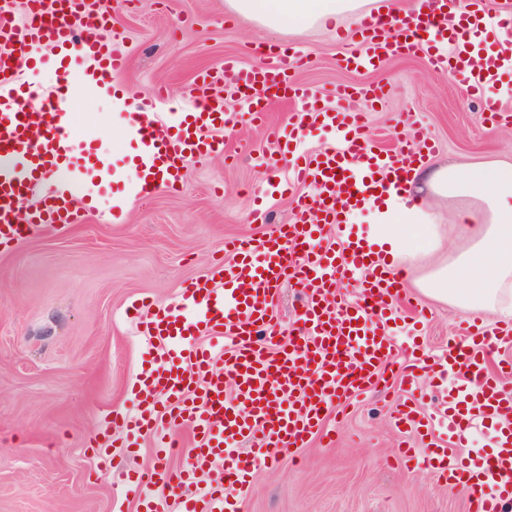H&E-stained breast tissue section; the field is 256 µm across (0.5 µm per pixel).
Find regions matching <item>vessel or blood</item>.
Wrapping results in <instances>:
<instances>
[{"instance_id": "obj_1", "label": "vessel or blood", "mask_w": 512, "mask_h": 512, "mask_svg": "<svg viewBox=\"0 0 512 512\" xmlns=\"http://www.w3.org/2000/svg\"><path fill=\"white\" fill-rule=\"evenodd\" d=\"M417 9L393 18L392 36L379 37V19L363 16V41L346 53L352 69H368L402 52L427 54L434 68L464 82L489 116L502 112L496 88L505 64L512 62V0L492 15L466 9L465 0H418ZM14 0H0V245L9 246L44 224H79L85 219L70 200L81 172L103 166L92 140L76 136L69 122V70L40 107L16 80L17 57L37 59L40 46L59 47L68 61L89 65L83 87L112 94L113 80L125 70L124 44L100 40L96 29L110 19L109 9H90L87 0H31L25 18H15ZM458 13L462 28L449 24ZM301 51L288 47L267 55L259 67L228 58L196 77L187 112L141 110L132 125L137 151L128 166L131 192L148 196L161 188L177 189L187 164H203L223 150L218 132L230 119L216 87L239 104L240 116L264 121L265 103L292 101L296 109L286 125L269 128L280 152L295 160L286 189L307 188L298 197L292 221L264 240L227 242L231 261L207 276L183 282L174 302L154 311L135 310L144 336L157 341L162 356L152 358L137 383L141 399L132 415H114L127 442L166 422L170 434L159 448L171 454L182 445L181 429H190L195 446L179 472L151 467L135 477L146 490L160 486L178 498L181 512H239L225 486H248L258 459L277 460L284 448H302L322 434L334 399L367 391L376 371L394 357L384 326L399 294L385 263L373 260L362 241L339 234V249L316 242L317 223L342 225L347 214L375 198L389 180L401 181L431 142L415 128L396 152L377 150L366 133L364 115L327 104L318 91L294 81ZM330 128L332 142L315 153L304 152L300 135L309 124ZM39 127L31 137L30 127ZM32 194L36 204L21 215L16 201ZM355 279L357 301H341L340 278ZM301 289L303 300L296 334L287 349L270 352L274 342L273 302L284 283ZM470 340L453 343L447 353L416 358L403 365L402 380L414 384L421 370L433 366L458 376L459 391L448 404V433L473 425L457 405L473 399L479 419L496 425L493 452L462 458L430 440L428 452L400 449L398 458L436 471L468 499L471 512H503L512 501V362L490 373L487 352L494 341L512 337V325L487 328L475 323ZM232 373L236 394L224 395V375ZM256 441L261 455L243 454L240 443ZM218 471L215 484L194 490L197 472Z\"/></svg>"}]
</instances>
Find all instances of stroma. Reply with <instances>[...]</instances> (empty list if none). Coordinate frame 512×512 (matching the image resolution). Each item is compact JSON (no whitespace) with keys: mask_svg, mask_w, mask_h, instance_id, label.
I'll list each match as a JSON object with an SVG mask.
<instances>
[{"mask_svg":"<svg viewBox=\"0 0 512 512\" xmlns=\"http://www.w3.org/2000/svg\"><path fill=\"white\" fill-rule=\"evenodd\" d=\"M111 13L103 39L130 50L116 89L148 101L154 85H165L162 111L182 106L199 71L228 57L255 66L260 45H289L304 52L297 81L337 107L366 109L374 141L386 149L398 147L394 127L419 125L434 145L429 162H512V121L483 118L478 102L434 72L423 53L373 71L345 68L342 57L359 33L351 18L298 36L259 30L227 12L224 0H132ZM369 86L382 90L373 107L339 96ZM125 110L117 98L86 91L71 114L74 133L93 139L118 169L134 153ZM224 141L223 153L185 168L177 192L119 198L83 182L76 194L97 200L84 223L49 224L0 249V512H140L135 470L182 463L177 454L156 458L158 433L128 448L112 424L113 413L136 409L137 376L151 348L125 309L138 299L166 305L182 281L224 261L226 241L274 235L293 207L280 191L290 158L263 128L246 122ZM258 204L269 211L267 223L251 220ZM422 272L415 263L400 291L394 365L362 398L336 400L327 437L283 449L278 461L257 465L248 489L229 488L242 512H469L458 489L394 458L399 444L419 435L394 427L389 404L410 400L431 422L441 407L432 373L409 387L398 363L420 348L446 352L472 317L425 298L411 284ZM103 434L113 444L102 453L91 441Z\"/></svg>","mask_w":512,"mask_h":512,"instance_id":"stroma-1","label":"stroma"}]
</instances>
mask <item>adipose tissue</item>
Here are the masks:
<instances>
[{"instance_id":"ef3b65f1","label":"adipose tissue","mask_w":512,"mask_h":512,"mask_svg":"<svg viewBox=\"0 0 512 512\" xmlns=\"http://www.w3.org/2000/svg\"><path fill=\"white\" fill-rule=\"evenodd\" d=\"M368 0H225L226 9L258 26L291 34L360 17ZM456 202L457 231L469 246L439 259L435 207ZM367 209L374 241L387 259L431 261L415 281L420 291L466 311L512 319V163L416 166L404 191L390 190Z\"/></svg>"}]
</instances>
